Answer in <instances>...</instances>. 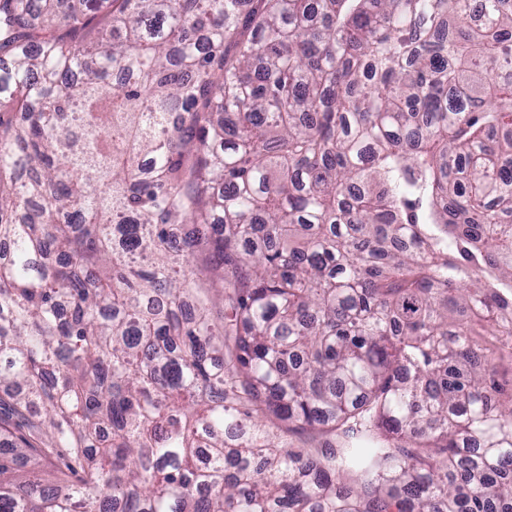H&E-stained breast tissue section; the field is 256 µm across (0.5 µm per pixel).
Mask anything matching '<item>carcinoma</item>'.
I'll return each instance as SVG.
<instances>
[{
	"mask_svg": "<svg viewBox=\"0 0 512 512\" xmlns=\"http://www.w3.org/2000/svg\"><path fill=\"white\" fill-rule=\"evenodd\" d=\"M2 243L0 512H512V0H0Z\"/></svg>",
	"mask_w": 512,
	"mask_h": 512,
	"instance_id": "1",
	"label": "carcinoma"
}]
</instances>
